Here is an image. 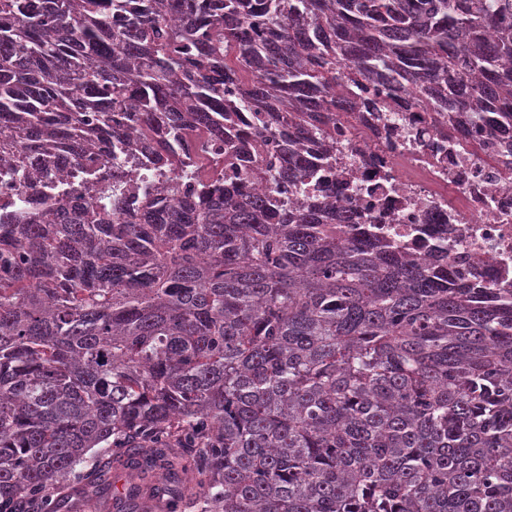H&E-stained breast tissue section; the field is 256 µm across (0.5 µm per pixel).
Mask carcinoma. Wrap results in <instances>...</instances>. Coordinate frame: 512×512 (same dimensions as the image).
<instances>
[{
	"instance_id": "carcinoma-1",
	"label": "carcinoma",
	"mask_w": 512,
	"mask_h": 512,
	"mask_svg": "<svg viewBox=\"0 0 512 512\" xmlns=\"http://www.w3.org/2000/svg\"><path fill=\"white\" fill-rule=\"evenodd\" d=\"M380 83L512 155V0H0L1 178L224 146L0 216V512H512V300L291 205Z\"/></svg>"
}]
</instances>
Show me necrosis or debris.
<instances>
[{
	"label": "necrosis or debris",
	"mask_w": 512,
	"mask_h": 512,
	"mask_svg": "<svg viewBox=\"0 0 512 512\" xmlns=\"http://www.w3.org/2000/svg\"><path fill=\"white\" fill-rule=\"evenodd\" d=\"M432 112L409 104L385 113L336 115V145L308 144L330 160L309 196L352 210V240L373 236L426 261L442 254L457 284L512 294V169L496 135L466 122L432 128Z\"/></svg>",
	"instance_id": "4bbe7bcc"
}]
</instances>
